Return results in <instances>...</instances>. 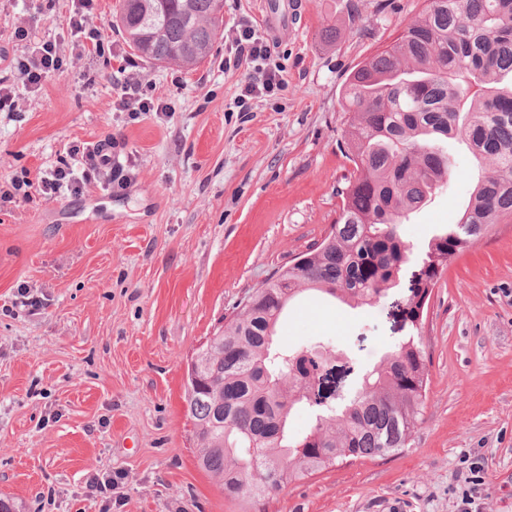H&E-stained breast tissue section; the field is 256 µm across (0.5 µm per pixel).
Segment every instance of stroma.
Instances as JSON below:
<instances>
[{
  "label": "stroma",
  "instance_id": "stroma-1",
  "mask_svg": "<svg viewBox=\"0 0 512 512\" xmlns=\"http://www.w3.org/2000/svg\"><path fill=\"white\" fill-rule=\"evenodd\" d=\"M224 0L274 40L287 82L234 100L251 71L224 69V43L188 71L137 56L98 0L102 54L29 91L14 67L33 41L71 54L70 0H0V187L40 180L73 144L112 137L128 185L0 203V501L12 512H246L197 465L184 401L188 365L214 328L278 268L320 241L353 168L342 145L351 70L389 44L424 0ZM135 63L169 112H121L119 70ZM452 174L398 231L420 251L457 223L477 170L449 141ZM411 273L358 311L311 296L280 320L285 346L329 343L324 393H345L408 336ZM429 373L410 448L336 465L286 486L265 512H458L465 462L485 459L480 512H512V219L453 257L420 329ZM118 486L92 494L93 477Z\"/></svg>",
  "mask_w": 512,
  "mask_h": 512
}]
</instances>
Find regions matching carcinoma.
<instances>
[{
    "label": "carcinoma",
    "instance_id": "obj_1",
    "mask_svg": "<svg viewBox=\"0 0 512 512\" xmlns=\"http://www.w3.org/2000/svg\"><path fill=\"white\" fill-rule=\"evenodd\" d=\"M421 15L347 76L345 149L354 169L340 213L301 270L282 268L251 303L208 337L201 389L185 392L197 465L231 499L256 505L345 459L411 446L428 385L422 324L438 277L456 254L512 219V0H425ZM116 23L142 57L193 69L223 27L218 0H119ZM457 139L485 164L458 223L417 256L406 299L412 334L366 371L339 405L310 403L304 375L331 349L274 343L290 302L313 291L358 308L395 288L412 251L397 225L450 173L443 143ZM314 424L288 434L294 408Z\"/></svg>",
    "mask_w": 512,
    "mask_h": 512
}]
</instances>
